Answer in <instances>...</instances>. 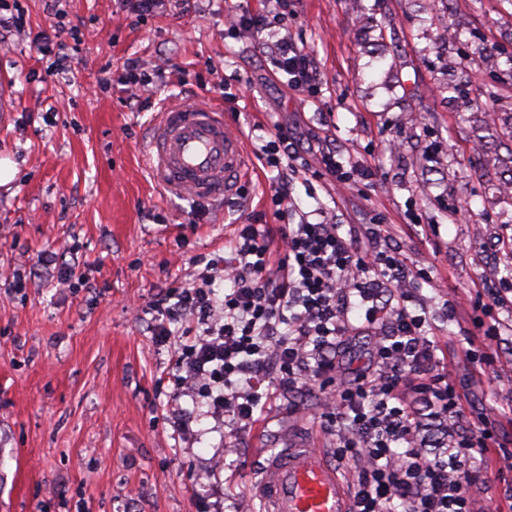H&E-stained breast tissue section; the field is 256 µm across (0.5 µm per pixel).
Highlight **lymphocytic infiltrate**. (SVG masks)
<instances>
[{"instance_id":"obj_1","label":"lymphocytic infiltrate","mask_w":512,"mask_h":512,"mask_svg":"<svg viewBox=\"0 0 512 512\" xmlns=\"http://www.w3.org/2000/svg\"><path fill=\"white\" fill-rule=\"evenodd\" d=\"M267 2L262 13L228 12L229 30H280L275 79L316 96L311 60L285 34L288 0ZM257 156L280 172L313 167L282 123ZM380 233L346 235L336 224L303 221L282 232L275 259L255 226L243 225L229 255L208 261L193 281L173 282L153 304L159 339L173 322L195 331L177 350L170 395L201 390L215 419L238 424L253 422L261 399L278 391L328 387L323 420L336 436L337 467H354V512H503L497 501L476 506L471 491L484 470L472 459L494 449L507 464L512 452L500 448L489 417L470 422L465 390L410 307V283L421 273L400 251L381 247ZM219 276L232 284L220 301L210 290ZM362 333L372 337L371 362L350 377L340 348Z\"/></svg>"}]
</instances>
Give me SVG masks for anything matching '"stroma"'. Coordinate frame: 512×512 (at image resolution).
Here are the masks:
<instances>
[{
	"label": "stroma",
	"mask_w": 512,
	"mask_h": 512,
	"mask_svg": "<svg viewBox=\"0 0 512 512\" xmlns=\"http://www.w3.org/2000/svg\"><path fill=\"white\" fill-rule=\"evenodd\" d=\"M9 4L26 26L0 38V160L17 169L0 186V512H235L242 500L264 512L268 458L297 441L332 453L316 388L281 393L230 429L198 393L172 399L160 383L188 336L183 325L166 342L152 335L154 296L227 252L242 224L274 250L284 225L304 220L385 225L383 244L431 277L413 291L438 358L468 388L471 420L498 412L512 448V302L485 294L512 268L501 245L512 226V0H292L291 35L322 86L312 100L272 80L266 35L226 33L228 10L262 0H171L136 26L121 0ZM52 24L64 29L63 70L34 47ZM131 58L155 74L135 102L120 80ZM465 69L471 82L448 99L443 83ZM179 94L223 105L241 133L253 163L232 200L166 196L140 164L161 103ZM276 122L309 161L333 147L371 160L373 179L294 175L275 215L279 176L254 154ZM46 250L56 268L40 266ZM71 270L85 282L57 287ZM476 292L481 306L446 318V302Z\"/></svg>",
	"instance_id": "stroma-1"
}]
</instances>
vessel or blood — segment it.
Masks as SVG:
<instances>
[{
    "mask_svg": "<svg viewBox=\"0 0 512 512\" xmlns=\"http://www.w3.org/2000/svg\"><path fill=\"white\" fill-rule=\"evenodd\" d=\"M144 165L166 195L216 203L236 194L249 169L243 142L223 110L194 98L168 101L142 148ZM265 512H350L336 470L319 451L281 450L264 468Z\"/></svg>",
    "mask_w": 512,
    "mask_h": 512,
    "instance_id": "b4317fda",
    "label": "vessel or blood"
}]
</instances>
